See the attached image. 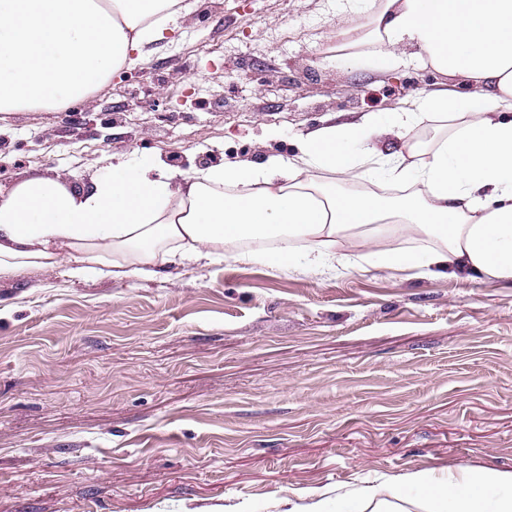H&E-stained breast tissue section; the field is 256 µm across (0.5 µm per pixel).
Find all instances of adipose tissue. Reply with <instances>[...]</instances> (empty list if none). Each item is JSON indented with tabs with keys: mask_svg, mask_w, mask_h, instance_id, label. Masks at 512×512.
Listing matches in <instances>:
<instances>
[{
	"mask_svg": "<svg viewBox=\"0 0 512 512\" xmlns=\"http://www.w3.org/2000/svg\"><path fill=\"white\" fill-rule=\"evenodd\" d=\"M184 14L177 0H0V112L86 99ZM349 44L351 63L379 70L416 48L420 62L465 78L467 91L413 98L386 123L374 113L324 122L289 159L266 153L182 175L151 159L121 161L80 191L59 174L17 179L0 189V279L64 262L76 276L151 279L245 238L278 246L241 260L315 270L350 238L380 269L512 280V0H374ZM432 118L444 127L429 149L370 146ZM367 165L408 193L345 189ZM391 232L437 245L395 250ZM305 497L290 512H512V473L421 471Z\"/></svg>",
	"mask_w": 512,
	"mask_h": 512,
	"instance_id": "adipose-tissue-1",
	"label": "adipose tissue"
}]
</instances>
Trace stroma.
<instances>
[{
  "label": "stroma",
  "instance_id": "stroma-1",
  "mask_svg": "<svg viewBox=\"0 0 512 512\" xmlns=\"http://www.w3.org/2000/svg\"><path fill=\"white\" fill-rule=\"evenodd\" d=\"M87 100L0 112V184L154 158L180 173L290 157L329 116L388 117L463 79L330 47L369 0H186ZM222 258L163 277L0 280V512H288L302 492L512 471V281Z\"/></svg>",
  "mask_w": 512,
  "mask_h": 512
}]
</instances>
